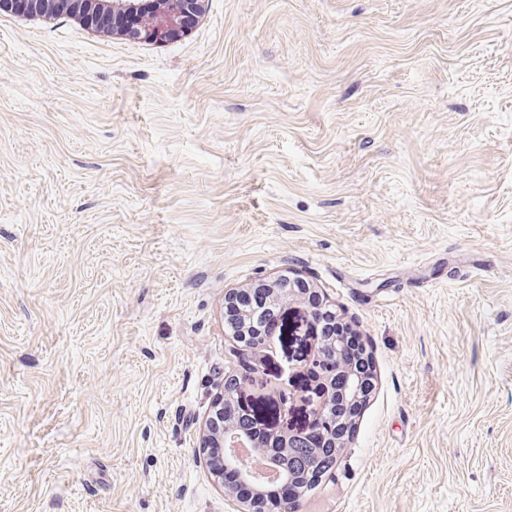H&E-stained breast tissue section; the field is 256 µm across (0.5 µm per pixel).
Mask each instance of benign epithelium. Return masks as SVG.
<instances>
[{"label":"benign epithelium","mask_w":512,"mask_h":512,"mask_svg":"<svg viewBox=\"0 0 512 512\" xmlns=\"http://www.w3.org/2000/svg\"><path fill=\"white\" fill-rule=\"evenodd\" d=\"M205 0H0V12L18 14L57 15L77 12L88 23L109 31H115L133 39L165 41L184 30L187 22L203 13ZM258 298L275 307L272 319L266 327L252 332L255 340L247 342L251 355L248 373L228 372L237 382L236 405L238 416L255 423L260 421L253 405L246 402L244 394L253 399L273 404L276 418L282 422L273 434V444L260 442L259 431L243 433L224 427V392L215 394L202 428L199 448L208 454L210 448L223 452L208 460L213 480L225 487L224 493L240 506L238 512H266L258 499L251 497L255 485L262 481L288 485L285 452L298 439H310L322 432L333 433L332 447L342 448L341 434L361 397L372 386L368 379L349 361L329 357L328 344L321 330L325 320L338 315L330 308L325 296L314 284L302 279H290L284 275L262 278L248 286ZM301 304L306 307V332L320 338L317 347L303 360V369L316 379L311 390L300 391L290 384V374L296 369L287 361L280 371L271 376L265 365L276 352V343L264 340L277 330L283 334L284 307ZM306 401L311 406L312 419L302 428L289 423L297 403Z\"/></svg>","instance_id":"benign-epithelium-1"}]
</instances>
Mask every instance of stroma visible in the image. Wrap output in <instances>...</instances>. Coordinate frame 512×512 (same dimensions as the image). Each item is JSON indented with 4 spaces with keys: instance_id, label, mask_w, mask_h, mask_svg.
<instances>
[{
    "instance_id": "1",
    "label": "stroma",
    "mask_w": 512,
    "mask_h": 512,
    "mask_svg": "<svg viewBox=\"0 0 512 512\" xmlns=\"http://www.w3.org/2000/svg\"><path fill=\"white\" fill-rule=\"evenodd\" d=\"M278 274L374 363L301 512H512V0L0 14V512H235L224 295ZM205 0H0V12L57 15L78 12L99 28L133 39L165 41L201 15ZM159 16V21H151Z\"/></svg>"
}]
</instances>
